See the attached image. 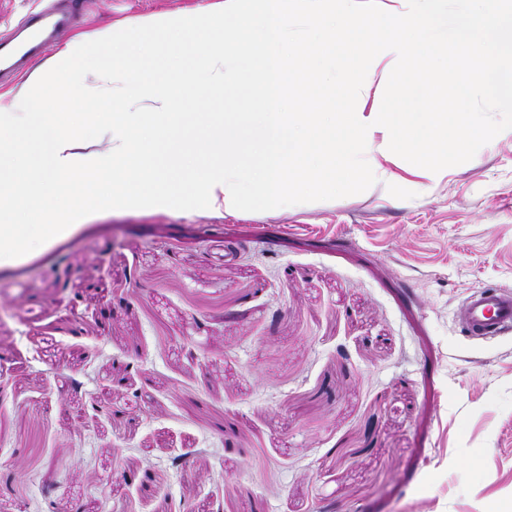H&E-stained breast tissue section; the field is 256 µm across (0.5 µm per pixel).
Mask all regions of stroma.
<instances>
[{
  "instance_id": "stroma-1",
  "label": "stroma",
  "mask_w": 512,
  "mask_h": 512,
  "mask_svg": "<svg viewBox=\"0 0 512 512\" xmlns=\"http://www.w3.org/2000/svg\"><path fill=\"white\" fill-rule=\"evenodd\" d=\"M212 0H0L67 42ZM275 215L116 209L0 262V512H512V136ZM473 338L499 336L512 330V291L509 287L479 288L467 297L460 318Z\"/></svg>"
}]
</instances>
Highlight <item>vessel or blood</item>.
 Instances as JSON below:
<instances>
[{
	"mask_svg": "<svg viewBox=\"0 0 512 512\" xmlns=\"http://www.w3.org/2000/svg\"><path fill=\"white\" fill-rule=\"evenodd\" d=\"M463 331L474 338L501 335L512 330V289L479 288L467 297L460 318Z\"/></svg>",
	"mask_w": 512,
	"mask_h": 512,
	"instance_id": "obj_1",
	"label": "vessel or blood"
}]
</instances>
